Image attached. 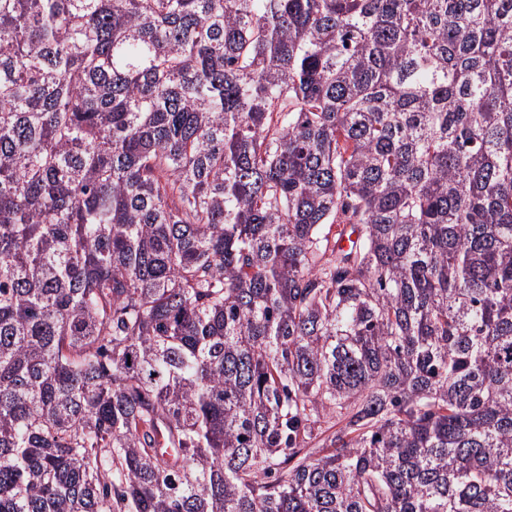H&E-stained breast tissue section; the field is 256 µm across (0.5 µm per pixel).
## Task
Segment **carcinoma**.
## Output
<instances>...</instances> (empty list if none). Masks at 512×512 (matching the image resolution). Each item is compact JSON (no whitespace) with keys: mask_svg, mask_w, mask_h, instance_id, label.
<instances>
[{"mask_svg":"<svg viewBox=\"0 0 512 512\" xmlns=\"http://www.w3.org/2000/svg\"><path fill=\"white\" fill-rule=\"evenodd\" d=\"M0 512H512V0H0Z\"/></svg>","mask_w":512,"mask_h":512,"instance_id":"obj_1","label":"carcinoma"}]
</instances>
